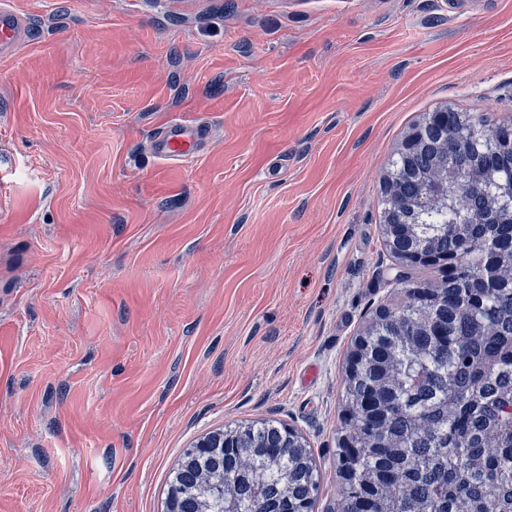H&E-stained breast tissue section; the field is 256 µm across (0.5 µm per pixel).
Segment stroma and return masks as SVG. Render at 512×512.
<instances>
[{
  "label": "stroma",
  "instance_id": "stroma-1",
  "mask_svg": "<svg viewBox=\"0 0 512 512\" xmlns=\"http://www.w3.org/2000/svg\"><path fill=\"white\" fill-rule=\"evenodd\" d=\"M0 512H164L208 433L295 429L336 500L347 357L405 300L384 181L441 109L512 122V0H9ZM173 117L211 130L157 158ZM0 5V54L12 50L24 37L21 17L12 9Z\"/></svg>",
  "mask_w": 512,
  "mask_h": 512
}]
</instances>
